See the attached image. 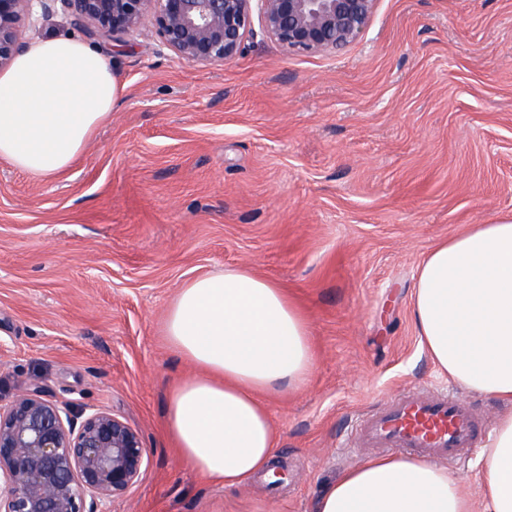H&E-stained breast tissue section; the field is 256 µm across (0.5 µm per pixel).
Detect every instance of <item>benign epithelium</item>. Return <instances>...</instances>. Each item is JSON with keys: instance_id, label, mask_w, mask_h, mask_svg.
<instances>
[{"instance_id": "7a95c632", "label": "benign epithelium", "mask_w": 512, "mask_h": 512, "mask_svg": "<svg viewBox=\"0 0 512 512\" xmlns=\"http://www.w3.org/2000/svg\"><path fill=\"white\" fill-rule=\"evenodd\" d=\"M378 0H0V68L25 51L22 28L58 15L118 39L152 19L190 64L235 59L261 29L298 54H338L368 27ZM140 433L100 410H75L39 390L0 407V512H110L143 473Z\"/></svg>"}]
</instances>
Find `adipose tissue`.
I'll return each instance as SVG.
<instances>
[{
    "label": "adipose tissue",
    "mask_w": 512,
    "mask_h": 512,
    "mask_svg": "<svg viewBox=\"0 0 512 512\" xmlns=\"http://www.w3.org/2000/svg\"><path fill=\"white\" fill-rule=\"evenodd\" d=\"M119 90L108 61L82 41L34 42L0 70V159L38 179L64 172L110 119ZM411 314L440 373L504 406L478 455V497L447 467L386 456L346 469L311 512H512V221L473 224L433 246ZM164 332L196 369L169 396L166 430L195 470L237 488L270 465L278 443L263 394L308 380V323L277 282L228 269L180 288Z\"/></svg>",
    "instance_id": "obj_1"
}]
</instances>
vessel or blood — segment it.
<instances>
[{"label":"vessel or blood","instance_id":"b4317fda","mask_svg":"<svg viewBox=\"0 0 512 512\" xmlns=\"http://www.w3.org/2000/svg\"><path fill=\"white\" fill-rule=\"evenodd\" d=\"M482 417L446 393L408 391L387 400L357 425L354 445L402 449L431 461H459L480 447Z\"/></svg>","mask_w":512,"mask_h":512}]
</instances>
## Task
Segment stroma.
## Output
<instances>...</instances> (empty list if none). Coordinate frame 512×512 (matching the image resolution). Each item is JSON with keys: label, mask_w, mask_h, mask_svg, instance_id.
<instances>
[{"label": "stroma", "mask_w": 512, "mask_h": 512, "mask_svg": "<svg viewBox=\"0 0 512 512\" xmlns=\"http://www.w3.org/2000/svg\"><path fill=\"white\" fill-rule=\"evenodd\" d=\"M123 91L65 173L0 159V403L27 390L137 429L147 465L111 512H311L363 461L355 424L403 389L459 393L414 325L417 267L469 225L512 220V0H378L343 52L255 30L224 65L181 61L144 21L123 41L64 18ZM247 268L300 305L307 384L266 395L287 476L227 489L165 432L191 368L164 321L199 276Z\"/></svg>", "instance_id": "obj_1"}]
</instances>
